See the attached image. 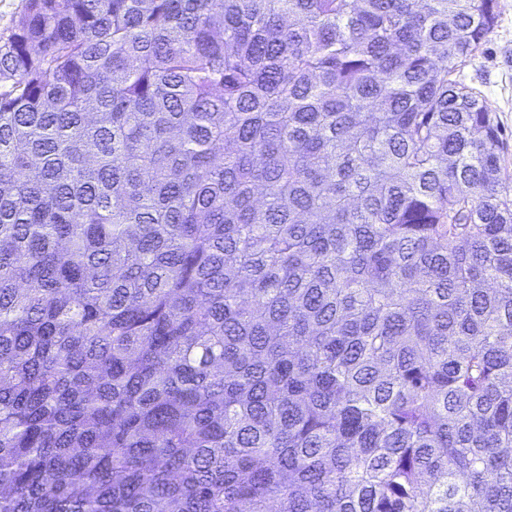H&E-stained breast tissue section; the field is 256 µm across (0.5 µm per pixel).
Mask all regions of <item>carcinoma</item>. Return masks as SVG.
I'll return each mask as SVG.
<instances>
[{
	"instance_id": "1",
	"label": "carcinoma",
	"mask_w": 512,
	"mask_h": 512,
	"mask_svg": "<svg viewBox=\"0 0 512 512\" xmlns=\"http://www.w3.org/2000/svg\"><path fill=\"white\" fill-rule=\"evenodd\" d=\"M497 8L26 0L0 512H512ZM457 79L479 92L497 116L503 133L500 163L512 191V0H498L493 31L467 59Z\"/></svg>"
}]
</instances>
